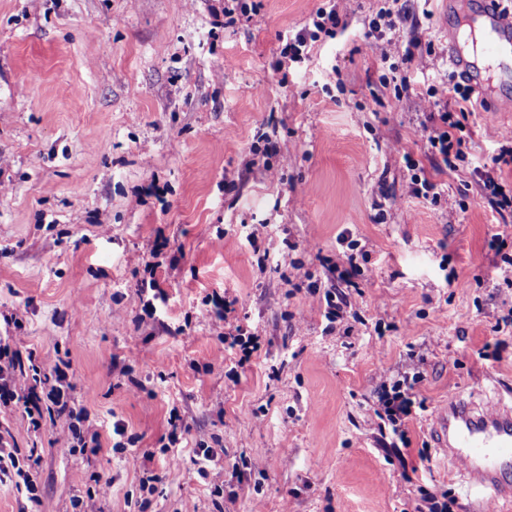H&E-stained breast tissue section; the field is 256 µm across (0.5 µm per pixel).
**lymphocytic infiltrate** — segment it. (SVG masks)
I'll return each mask as SVG.
<instances>
[{"instance_id": "f902f5d3", "label": "lymphocytic infiltrate", "mask_w": 512, "mask_h": 512, "mask_svg": "<svg viewBox=\"0 0 512 512\" xmlns=\"http://www.w3.org/2000/svg\"><path fill=\"white\" fill-rule=\"evenodd\" d=\"M342 22L337 0H327L312 20L310 28L302 29L288 37L279 51L278 68L288 63L301 61L308 43L317 41L320 35H334ZM433 99V109L421 125V136L426 143L425 161L437 172L456 170L465 157V122L471 110V91L461 83H439L429 91ZM406 166L412 170L413 197L434 201L440 195L437 183L419 175L421 161L412 154L404 156ZM356 268L352 265L336 264L330 267L328 286L323 294L326 304L325 317L335 323L344 319L349 301L343 290L350 284ZM238 299L225 294L217 303L214 315L223 321L226 332L224 341L229 347L239 348L241 362H248L258 345L256 336L244 334L241 326L232 322ZM67 372L61 367L44 369L36 361L34 354H22L11 349L10 345L0 346V403L23 405L33 430L44 426L42 401H50L57 414H65L69 405L64 398L67 385ZM424 379L423 370L416 369L387 377L376 388V416L387 426L401 443H408L407 423L423 409L417 388Z\"/></svg>"}]
</instances>
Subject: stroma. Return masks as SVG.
Listing matches in <instances>:
<instances>
[{
	"label": "stroma",
	"instance_id": "1",
	"mask_svg": "<svg viewBox=\"0 0 512 512\" xmlns=\"http://www.w3.org/2000/svg\"><path fill=\"white\" fill-rule=\"evenodd\" d=\"M259 2L229 25L220 0H0V342L69 361V405L101 447L56 442L68 416L36 434L0 405V440L37 476L33 500L0 484V512H78L91 491L103 512H415L434 488L475 512L430 419L455 395L512 402V342L482 354L512 315V222L479 188L512 112H471L465 160L436 175L438 201L416 199L403 155L424 159L427 91L453 78L441 0H411L380 39L383 0H341L343 27L282 71L324 0ZM270 130L287 160L253 163ZM350 255L354 315L331 326L307 286ZM227 292L259 337L242 370L206 312ZM415 356L426 409L406 447L380 431L374 389ZM199 448L217 454L203 473Z\"/></svg>",
	"mask_w": 512,
	"mask_h": 512
}]
</instances>
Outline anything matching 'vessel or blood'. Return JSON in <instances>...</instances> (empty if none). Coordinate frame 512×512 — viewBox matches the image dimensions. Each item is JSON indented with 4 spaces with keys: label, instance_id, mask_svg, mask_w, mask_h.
I'll list each match as a JSON object with an SVG mask.
<instances>
[{
    "label": "vessel or blood",
    "instance_id": "b4317fda",
    "mask_svg": "<svg viewBox=\"0 0 512 512\" xmlns=\"http://www.w3.org/2000/svg\"><path fill=\"white\" fill-rule=\"evenodd\" d=\"M448 64L478 91L487 112L512 110V10L503 0H447ZM433 434L448 459L469 462L468 496L512 498V405L488 413L449 398Z\"/></svg>",
    "mask_w": 512,
    "mask_h": 512
}]
</instances>
